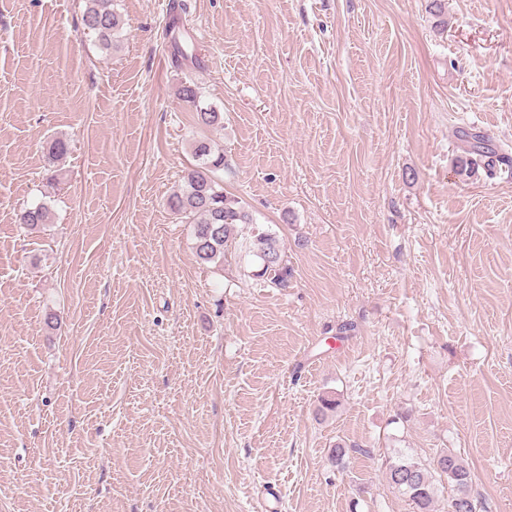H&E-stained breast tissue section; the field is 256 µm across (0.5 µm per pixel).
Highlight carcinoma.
<instances>
[{
    "instance_id": "cac0c4a2",
    "label": "carcinoma",
    "mask_w": 512,
    "mask_h": 512,
    "mask_svg": "<svg viewBox=\"0 0 512 512\" xmlns=\"http://www.w3.org/2000/svg\"><path fill=\"white\" fill-rule=\"evenodd\" d=\"M429 12L435 18L436 27L441 31L448 28L446 0H429ZM83 30L92 34L100 47L109 51L123 29L121 15L112 9V0H86L81 17ZM179 100L198 108V124L205 128L223 126V113L199 106L201 91L199 85L189 79L177 88ZM192 155L197 164L188 169L182 183L168 199L169 208L185 222L192 225L193 250L202 265L224 266V257L236 239L241 226H253L252 253L261 260V275L273 274L271 283L286 286L290 270L283 263V250L277 236L255 227L256 220L238 198L224 193V186L216 173L225 166L224 150L214 147L211 139L200 137L193 140ZM69 152V143L60 138L52 140L47 149L48 162L55 163ZM483 165L489 175H494L500 165H512V158L501 154L485 135L476 132L467 136L464 155L457 160L458 172L462 173ZM17 222L34 229L48 223L49 209L38 204L21 210ZM438 458L450 461L447 467L437 470L448 478L453 495L448 504V512H476L475 506L464 511L456 508L457 493L460 488L471 489V472L464 460L453 449L442 450ZM403 474L412 475L411 483L400 482ZM386 478L394 488L408 497L415 512H434L437 492L435 479L429 467L408 459L389 465Z\"/></svg>"
}]
</instances>
